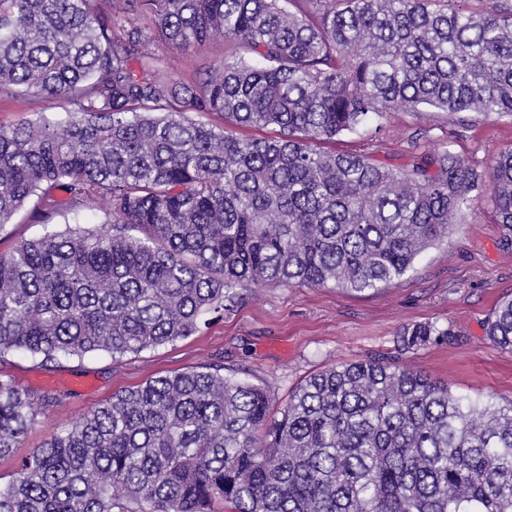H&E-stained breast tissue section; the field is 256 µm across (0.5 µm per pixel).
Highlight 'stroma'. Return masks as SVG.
Listing matches in <instances>:
<instances>
[{
	"label": "stroma",
	"mask_w": 512,
	"mask_h": 512,
	"mask_svg": "<svg viewBox=\"0 0 512 512\" xmlns=\"http://www.w3.org/2000/svg\"><path fill=\"white\" fill-rule=\"evenodd\" d=\"M154 47L166 76L192 81L223 60L228 43L218 39L172 50L158 41ZM68 110L61 99H0V126L41 116L59 122ZM508 147L512 118L475 112H390L327 145L394 165L447 149L485 176L497 153ZM41 231L40 209L32 199L0 232V254ZM507 295L512 296V233L495 224L489 197L482 193L448 237L425 249L405 276L379 290L252 285L238 289L230 311L170 344L116 358L100 353L48 365L12 356L6 371L28 393L38 416L19 447L0 458V475L9 476L21 457L114 393L209 364L265 388L277 409L311 373L375 355L396 357L460 394L512 398V350L485 335L489 314ZM420 323L436 325L442 336L403 347L400 333Z\"/></svg>",
	"instance_id": "obj_1"
}]
</instances>
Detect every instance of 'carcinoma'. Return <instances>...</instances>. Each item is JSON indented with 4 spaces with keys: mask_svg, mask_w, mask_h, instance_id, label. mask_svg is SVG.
Masks as SVG:
<instances>
[{
    "mask_svg": "<svg viewBox=\"0 0 512 512\" xmlns=\"http://www.w3.org/2000/svg\"><path fill=\"white\" fill-rule=\"evenodd\" d=\"M0 0V99L60 98L63 123L0 127V232L107 204L106 226L0 254V364L173 343L251 284L375 291L486 189L512 231V148L489 181L445 150L377 164L322 144L387 112L512 116V0ZM171 47L228 39L195 82ZM193 112L196 117L188 116ZM218 114L227 126L202 117ZM277 128L273 138L234 129ZM485 334L512 349V297ZM447 332L420 324L405 346ZM0 374V457L35 422ZM512 512V399L482 400L383 357L305 378L280 417L224 367L124 390L21 458L0 512ZM136 25L152 37L155 52L161 58L164 75L183 81L199 79L216 62L224 59L228 51L227 40L217 39L204 46L190 45L180 50H171L155 39V32L148 19L139 18Z\"/></svg>",
    "mask_w": 512,
    "mask_h": 512,
    "instance_id": "carcinoma-1",
    "label": "carcinoma"
}]
</instances>
